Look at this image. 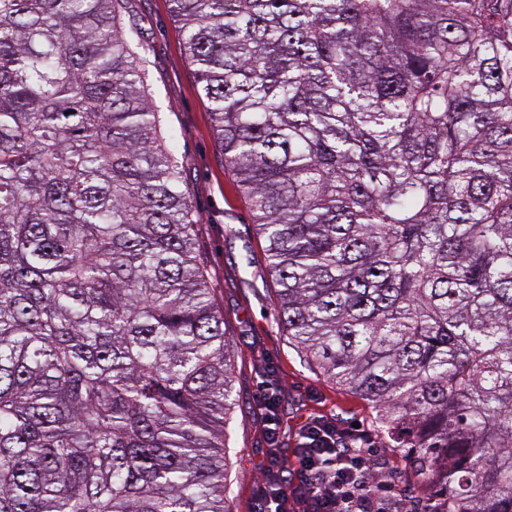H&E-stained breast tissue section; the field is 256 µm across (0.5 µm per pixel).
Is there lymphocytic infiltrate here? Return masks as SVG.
Returning <instances> with one entry per match:
<instances>
[{
  "instance_id": "1",
  "label": "lymphocytic infiltrate",
  "mask_w": 512,
  "mask_h": 512,
  "mask_svg": "<svg viewBox=\"0 0 512 512\" xmlns=\"http://www.w3.org/2000/svg\"><path fill=\"white\" fill-rule=\"evenodd\" d=\"M333 418L317 416L302 428L289 463L270 450L261 469V512H416L403 489L376 479L374 456ZM294 471L293 480L282 475Z\"/></svg>"
}]
</instances>
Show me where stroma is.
<instances>
[{
    "instance_id": "stroma-1",
    "label": "stroma",
    "mask_w": 512,
    "mask_h": 512,
    "mask_svg": "<svg viewBox=\"0 0 512 512\" xmlns=\"http://www.w3.org/2000/svg\"><path fill=\"white\" fill-rule=\"evenodd\" d=\"M125 16L145 45L150 92L183 176L196 216V247L232 343L236 404L226 450L231 512H258L260 463L270 446L260 387L279 400L276 442L291 455L299 428L311 416L337 418L358 426L367 447L376 449L378 475L421 497L414 473L398 450L385 447L370 403L324 378L280 327L276 284L268 272L265 241L252 222L234 176L224 167L213 131L209 104L196 90L195 68L184 53L182 36L168 0H127Z\"/></svg>"
}]
</instances>
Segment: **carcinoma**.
Segmentation results:
<instances>
[{"mask_svg": "<svg viewBox=\"0 0 512 512\" xmlns=\"http://www.w3.org/2000/svg\"><path fill=\"white\" fill-rule=\"evenodd\" d=\"M126 0H0V512H230L224 310ZM278 321L428 512H512V0H169Z\"/></svg>", "mask_w": 512, "mask_h": 512, "instance_id": "1", "label": "carcinoma"}]
</instances>
